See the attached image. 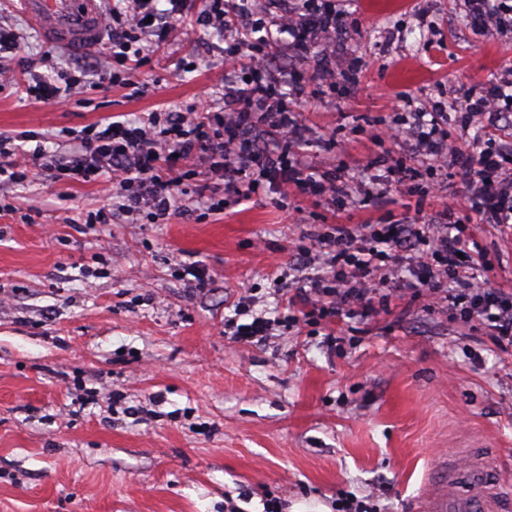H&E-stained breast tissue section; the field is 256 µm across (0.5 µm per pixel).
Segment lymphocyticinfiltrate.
<instances>
[{"label": "lymphocytic infiltrate", "instance_id": "lymphocytic-infiltrate-1", "mask_svg": "<svg viewBox=\"0 0 512 512\" xmlns=\"http://www.w3.org/2000/svg\"><path fill=\"white\" fill-rule=\"evenodd\" d=\"M248 0H208L201 22L231 44L224 67L245 75L244 86L225 81L218 91L222 111L211 121L198 120V105L176 112H151L136 120L96 123L85 127L79 146L61 156L38 144L33 131L18 137L0 135V184L23 183L32 164H42L53 181L87 183L108 175L120 203L116 211L88 213L91 224L111 223L113 215H146L151 222L184 211L181 178L165 175L164 165L182 161L191 176L202 177L196 194L207 210L222 211L228 199L248 201L281 186L316 191L329 203L350 207L382 203L393 190L389 180L358 184L348 165L324 168L304 159V131L297 120L298 103L308 86L336 87L353 82L357 66L336 60V36L354 19L336 0H300L287 19L263 28L247 7ZM166 20H158L155 0H115L107 24L112 41L104 80H122L134 87V74L149 66L171 25L184 23L192 0H169ZM291 50L295 67L272 72L269 52ZM30 79L22 91L43 103L59 105L84 92L92 81L90 68L66 65L52 74L25 69ZM457 112L465 126L481 125L483 117L512 112V77L478 94L469 90L448 101L420 107L403 132L414 149L413 163L398 162L401 180L419 170L437 176L451 167L462 185L463 207L448 204L424 221L405 220L371 229L367 224H333L306 229L297 267L316 262L314 276L297 279L288 305L298 319L367 318L408 294L428 310L441 309L473 330L486 331L501 349L512 348V292L492 287L490 265L479 238L486 227L512 233V142L480 137L458 144L439 122L440 114ZM274 129L265 148H252L250 133ZM35 142L33 151L23 148ZM220 185L223 197L211 189Z\"/></svg>", "mask_w": 512, "mask_h": 512}]
</instances>
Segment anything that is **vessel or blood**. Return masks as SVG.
I'll list each match as a JSON object with an SVG mask.
<instances>
[{
	"instance_id": "vessel-or-blood-1",
	"label": "vessel or blood",
	"mask_w": 512,
	"mask_h": 512,
	"mask_svg": "<svg viewBox=\"0 0 512 512\" xmlns=\"http://www.w3.org/2000/svg\"><path fill=\"white\" fill-rule=\"evenodd\" d=\"M21 12L42 39L74 52L98 47L104 39L101 0H18ZM491 456L473 452L464 467L471 487L459 493L452 480L437 477L423 488L421 512H512V490L485 480Z\"/></svg>"
}]
</instances>
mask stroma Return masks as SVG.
<instances>
[{
	"label": "stroma",
	"instance_id": "35a3bbf8",
	"mask_svg": "<svg viewBox=\"0 0 512 512\" xmlns=\"http://www.w3.org/2000/svg\"><path fill=\"white\" fill-rule=\"evenodd\" d=\"M362 21L339 42L361 61L356 83L302 100L304 152L317 165L401 156L375 136L429 100L485 90L512 68V28L485 37L466 25L464 0H345ZM0 22L24 42L22 65L48 46L20 10ZM222 40L198 27L172 32L136 79L56 107L0 91V134L30 130L67 152L85 126L209 101L222 76ZM201 58L191 72L182 62ZM101 177L59 186L41 168L0 187V512H261L268 499L372 512H414L429 479L496 452L487 479L512 483V351L488 336L396 299L366 321L324 319L237 343L224 332L242 298L252 314L286 307L302 229L393 224L423 207L422 192L379 206L333 208L286 186L219 214L167 223L113 216ZM196 263L206 287H189Z\"/></svg>",
	"mask_w": 512,
	"mask_h": 512
}]
</instances>
